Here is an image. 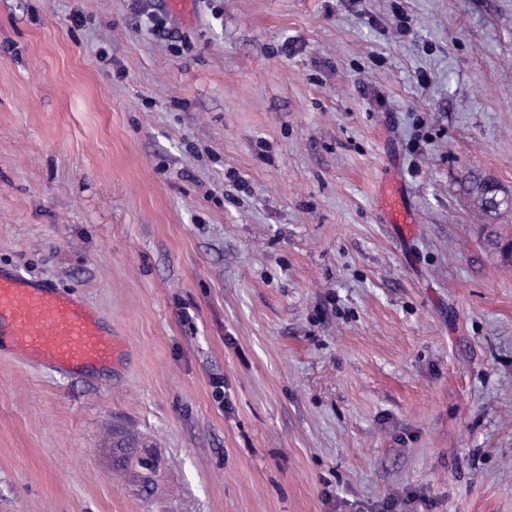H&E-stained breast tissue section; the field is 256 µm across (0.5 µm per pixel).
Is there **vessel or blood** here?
I'll return each instance as SVG.
<instances>
[{
    "mask_svg": "<svg viewBox=\"0 0 512 512\" xmlns=\"http://www.w3.org/2000/svg\"><path fill=\"white\" fill-rule=\"evenodd\" d=\"M378 207L384 223L415 218L394 176L381 186ZM67 377L108 370L124 353L97 310L82 296L16 269H0V354Z\"/></svg>",
    "mask_w": 512,
    "mask_h": 512,
    "instance_id": "vessel-or-blood-1",
    "label": "vessel or blood"
}]
</instances>
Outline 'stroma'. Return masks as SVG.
Listing matches in <instances>:
<instances>
[{
    "label": "stroma",
    "mask_w": 512,
    "mask_h": 512,
    "mask_svg": "<svg viewBox=\"0 0 512 512\" xmlns=\"http://www.w3.org/2000/svg\"><path fill=\"white\" fill-rule=\"evenodd\" d=\"M474 177L512 197V0H0V267L126 344L0 355V512H512ZM378 207L385 224H416L402 188L393 175H388L382 183Z\"/></svg>",
    "instance_id": "stroma-1"
}]
</instances>
